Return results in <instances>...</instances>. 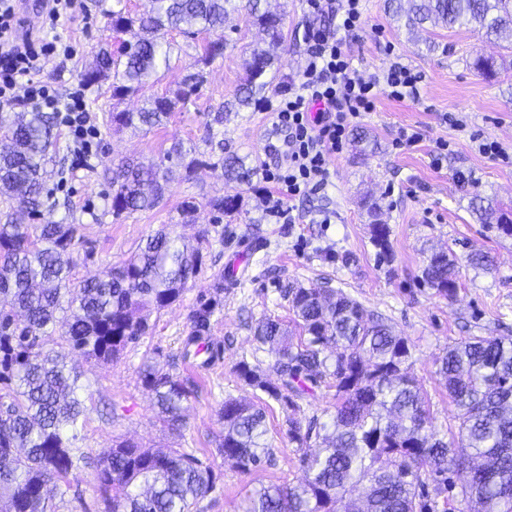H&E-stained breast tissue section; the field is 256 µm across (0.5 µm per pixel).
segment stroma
<instances>
[{"label":"stroma","instance_id":"35a3bbf8","mask_svg":"<svg viewBox=\"0 0 512 512\" xmlns=\"http://www.w3.org/2000/svg\"><path fill=\"white\" fill-rule=\"evenodd\" d=\"M115 0H80L74 21L63 23L58 33L71 45L70 56L59 58L47 76L65 89L80 82L103 34L104 10ZM284 14L285 42L270 75L272 88L250 109L223 123L215 118L234 103L244 74V62L258 39L255 27L240 13L224 24L227 45L222 56L204 66V84L197 97L172 112L167 124L148 131L113 130L108 116L134 111L140 97L113 99L108 82L85 88L87 107L97 128L93 156L86 169L67 172L58 181L56 171L71 156L68 136L55 129L51 175L46 189L53 202L47 219L77 224L82 245L74 254L77 279L99 274L131 256L139 244L160 225H175L178 233L194 237L207 233L214 245L205 265L179 301L152 314L151 335L129 345L118 360L104 363L73 355L88 389V419L78 429L75 445L98 456L123 440L145 448H179L213 468L215 488L199 512H244L251 491L269 484H295L301 480L296 443L286 434L288 416L301 421L329 422L336 401L331 392L317 390L315 398L301 401L299 410L271 402L268 410L273 455L262 466L243 473L224 463L216 446L224 433L218 411L225 399L254 400L256 391L236 375L241 360L258 362L272 374L271 357L257 350L254 329L263 317L290 321L292 314L283 292L288 285L306 288L328 285L341 289L368 311L382 315L394 332L405 337L412 350V372L433 405L432 430L449 435L456 409L435 374L436 359L448 344L474 336H512V237L475 221L472 195L491 196L512 206V50L490 43L470 26L433 27L429 36L438 48L426 52L384 10L383 0H362L364 25L350 38L353 67L358 76L371 78L398 62L421 72L417 100L397 101L378 93L375 108L359 122L373 144L360 148L347 142L331 159L330 185L295 202L298 220L278 224L264 211V196L272 185L263 179L267 158L261 136L268 129L265 109L274 89L299 71L308 48L310 26L320 16L309 14L304 0H277ZM173 67L161 73L152 91L162 94L176 88L193 70L202 36L187 38L174 31ZM504 60L498 78L487 80L470 69L475 54ZM459 118L450 125L448 116ZM422 135L413 148L399 150L393 141L401 128ZM495 140L506 157L493 160L479 153L477 142ZM198 146L205 154L192 180L175 171L161 204L126 219H115L105 197L107 170L127 159L145 164L159 161L173 141ZM449 149L438 152V142ZM236 154L249 167V180H226L219 157ZM234 196L236 211L218 212L209 199ZM199 201L195 221H180V207L188 198ZM376 199L381 211L371 217L363 205ZM330 223H322V216ZM391 230L392 258L379 262L371 241L373 220ZM450 250L460 271V286L453 299L436 296L421 281L427 255L437 248ZM483 249L497 264L486 273L467 263L468 254ZM236 266L234 287L215 290L218 271ZM213 302L206 338L219 350V359L203 363L178 360L181 341L190 330L189 317L201 303ZM161 351L175 359L177 373L193 390L180 434H172L157 419L152 395L143 386L139 367L145 354ZM58 512H109L98 492L97 470L77 463L66 483L52 491Z\"/></svg>","mask_w":512,"mask_h":512}]
</instances>
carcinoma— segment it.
Instances as JSON below:
<instances>
[{
	"mask_svg": "<svg viewBox=\"0 0 512 512\" xmlns=\"http://www.w3.org/2000/svg\"><path fill=\"white\" fill-rule=\"evenodd\" d=\"M117 0L105 11V28L124 35L117 50L101 43L86 84L112 79V96H136L170 68L167 32L196 35L223 32L230 13L246 12L262 38L245 61L236 102L250 107L270 85L269 71L284 42L283 15L271 0H148L131 13ZM384 8L410 34L441 25H473L487 41H512V0H384ZM225 39L201 46L196 64L222 54ZM470 68L485 77L499 73L492 56L477 54ZM202 75L186 76L177 89L150 95L134 112H114L112 127L151 130L164 125L180 103L197 94ZM55 117L26 112L7 126L11 147L0 152V194L10 208L32 220L0 224V501L8 512H56L49 491L87 455L73 447L86 420L81 372L70 363L78 351L88 359L113 361L150 329L149 317L182 296L198 274L207 234L191 244L164 225L145 245L101 274L73 278L72 252L82 243L80 225L44 219L49 151ZM198 148L174 143L150 166L119 164L109 179L112 215L129 217L156 208L172 166L189 178ZM224 175L249 176L244 160L223 158ZM470 210L481 224L512 236V210L476 194ZM372 243L383 260L391 257L390 228L371 224ZM475 269L490 271L494 260L482 249L468 255ZM422 281L434 294L453 298L459 268L450 251L433 252ZM294 318L290 329L277 318L260 320L257 349L268 353L280 381L273 383L242 360L235 372L245 384L290 407L325 386L336 390L330 423L317 426L287 419L288 439L305 448L303 478L295 485L263 486L245 512H435L440 494L453 488L472 512H512V336L471 337L448 345L437 370L457 409L453 440L435 437L427 393L411 375L408 341L381 318L335 288L290 285L284 291ZM208 306L193 311L189 347L200 354L209 326ZM163 425L177 433L184 425L190 391L173 365L146 356L139 368ZM224 435L217 454L249 472L271 455L267 401L229 398L220 408ZM99 487L112 512H196L214 489L211 467L178 448H144L122 441L98 457Z\"/></svg>",
	"mask_w": 512,
	"mask_h": 512,
	"instance_id": "cac0c4a2",
	"label": "carcinoma"
}]
</instances>
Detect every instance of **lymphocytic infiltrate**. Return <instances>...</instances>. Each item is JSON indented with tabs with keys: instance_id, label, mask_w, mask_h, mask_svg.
<instances>
[{
	"instance_id": "1",
	"label": "lymphocytic infiltrate",
	"mask_w": 512,
	"mask_h": 512,
	"mask_svg": "<svg viewBox=\"0 0 512 512\" xmlns=\"http://www.w3.org/2000/svg\"><path fill=\"white\" fill-rule=\"evenodd\" d=\"M360 2L306 0L311 13L331 16L334 24L309 29L304 66L282 82L270 109L273 126L288 132V148L279 152L275 168L263 174L276 184L275 191L266 195V211L284 223L295 221L292 201L329 184L331 158L342 148L349 129L372 111L376 90L398 101L419 97L421 75L397 62L377 77L355 76L347 39L362 25ZM77 4L78 0H43L48 26L25 34L20 0H0V107L21 101L31 111L54 113L81 167L92 155L90 139L96 133L85 89L62 91L42 78L57 57L70 52L56 29Z\"/></svg>"
}]
</instances>
